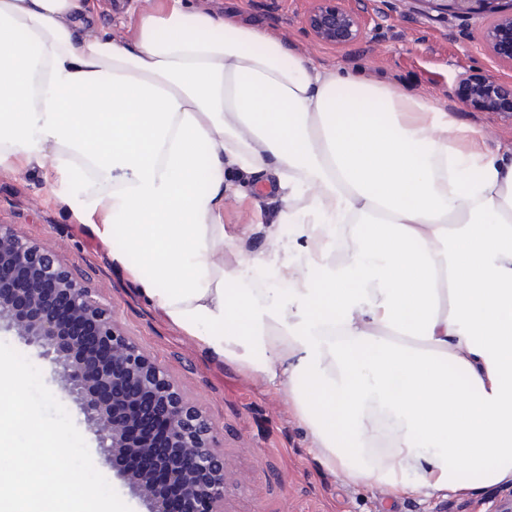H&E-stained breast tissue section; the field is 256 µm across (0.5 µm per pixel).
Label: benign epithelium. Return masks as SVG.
I'll return each instance as SVG.
<instances>
[{
	"label": "benign epithelium",
	"mask_w": 512,
	"mask_h": 512,
	"mask_svg": "<svg viewBox=\"0 0 512 512\" xmlns=\"http://www.w3.org/2000/svg\"><path fill=\"white\" fill-rule=\"evenodd\" d=\"M450 14L483 15L482 40L493 56L512 62V0H439ZM314 37L335 48L370 43L373 30L340 0H317L305 17ZM448 96L476 112H512V81L463 72ZM15 332L48 362L95 436L99 455L129 488L141 491L121 468L133 454L170 462L169 478L182 496L217 512L224 500V453L203 415L171 385L165 371L122 336L92 290L72 279L49 248L0 226V330ZM163 430L162 444L134 442L126 427Z\"/></svg>",
	"instance_id": "obj_1"
}]
</instances>
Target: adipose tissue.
Instances as JSON below:
<instances>
[{"instance_id":"adipose-tissue-1","label":"adipose tissue","mask_w":512,"mask_h":512,"mask_svg":"<svg viewBox=\"0 0 512 512\" xmlns=\"http://www.w3.org/2000/svg\"><path fill=\"white\" fill-rule=\"evenodd\" d=\"M97 0H0V171L64 200L141 294L216 359L286 389L318 456L392 494L512 482V155L435 98L295 56L162 0L81 37ZM267 227L238 260L227 172ZM273 269L287 290L253 287ZM232 181H234L237 184L241 183H247V188L252 192V194L255 196L259 208L263 212V217L265 221L268 223H277L278 222V206L274 202L271 201V199L264 195L263 193L255 192L253 191V185L250 184L248 176H241L238 174H232L230 175Z\"/></svg>"}]
</instances>
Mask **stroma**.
<instances>
[{"label": "stroma", "mask_w": 512, "mask_h": 512, "mask_svg": "<svg viewBox=\"0 0 512 512\" xmlns=\"http://www.w3.org/2000/svg\"><path fill=\"white\" fill-rule=\"evenodd\" d=\"M192 8L234 12L245 24L263 28L295 55L344 72L389 82L409 92L447 101L458 71L478 66L502 81L512 80V62L494 58L482 42L487 23L479 15L453 17L425 0H343L367 26L378 27L372 46L334 48L319 42L305 17L316 0H189ZM476 125L490 149L512 150V121L487 112L458 111ZM80 184L49 180L34 167L0 174V225L52 249L63 267L97 302L108 308L120 333L166 372L169 380L207 419L224 453L226 489L218 512H512V484L465 492L394 496L381 486L349 483L340 469L315 456L287 392L228 361L210 356L199 343L164 319L126 275L107 262L101 243L73 223L56 199L78 197ZM250 209L224 203V223L239 234L243 253L263 250V234L247 232Z\"/></svg>", "instance_id": "35a3bbf8"}]
</instances>
